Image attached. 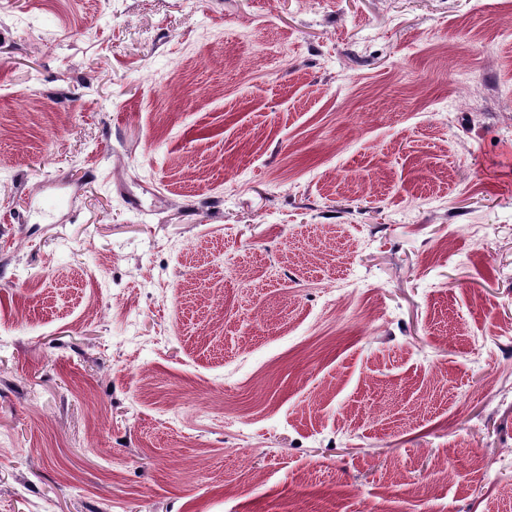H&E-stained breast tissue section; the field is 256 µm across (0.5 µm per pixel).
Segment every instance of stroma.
<instances>
[{"label": "stroma", "mask_w": 512, "mask_h": 512, "mask_svg": "<svg viewBox=\"0 0 512 512\" xmlns=\"http://www.w3.org/2000/svg\"><path fill=\"white\" fill-rule=\"evenodd\" d=\"M0 512H512V0H0Z\"/></svg>", "instance_id": "stroma-1"}]
</instances>
